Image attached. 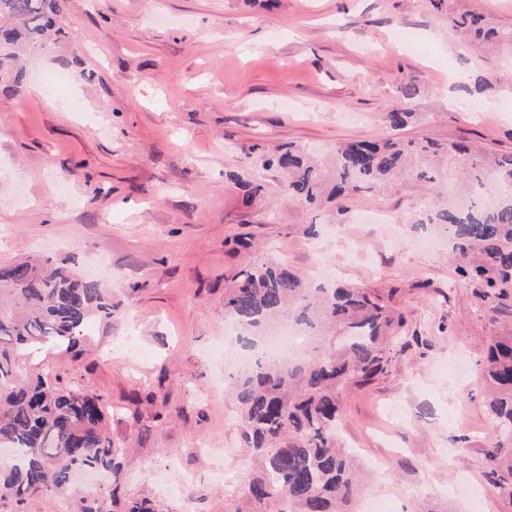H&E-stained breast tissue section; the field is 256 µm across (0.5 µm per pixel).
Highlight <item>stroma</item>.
<instances>
[{"label":"stroma","mask_w":512,"mask_h":512,"mask_svg":"<svg viewBox=\"0 0 512 512\" xmlns=\"http://www.w3.org/2000/svg\"><path fill=\"white\" fill-rule=\"evenodd\" d=\"M484 12L512 30V0H67L45 49L13 60L20 92L0 81V261L42 255L99 279L116 306L85 330L87 350L58 366L101 396L122 448L119 499L235 512L219 472L247 478L224 377V285L248 261L393 295L406 344L388 374L344 396L342 435L366 472L362 499L381 512H512L484 460L489 418L478 369L491 336L443 239L419 225L437 200L413 177L317 209L280 192L265 153L315 154L391 136L512 152V48L459 53L449 17ZM406 50L393 48L395 28ZM464 78L450 82L451 74ZM414 82L404 101L399 88ZM488 112H465L472 100ZM414 112L405 128L385 121ZM266 191L244 203L242 184ZM380 209L388 224H358ZM315 225L317 236L305 232ZM366 254L354 252L348 236ZM140 355L126 357L123 337ZM166 412L157 423V412ZM219 448L198 455L199 442Z\"/></svg>","instance_id":"1"}]
</instances>
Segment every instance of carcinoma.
<instances>
[{
	"mask_svg": "<svg viewBox=\"0 0 512 512\" xmlns=\"http://www.w3.org/2000/svg\"><path fill=\"white\" fill-rule=\"evenodd\" d=\"M65 0H0V78L16 91L23 73L8 61L19 40L45 47ZM466 38L467 53L484 42L512 44L483 13L451 19ZM446 156L458 164L457 182L471 192L488 171L501 192L476 197L463 208H429L420 224L448 233L455 271L471 289L475 312L493 332L480 363L479 390L489 415L488 477L512 497V154H481L469 141L351 140L331 151V172L298 147L269 153L264 169L288 172L282 191L306 204L325 191L346 197L384 187L400 177L435 181L432 163ZM115 305L98 280L80 276L49 258L0 264V502L20 512L39 496L69 499L78 470L107 478L99 493H86L70 512H112L121 478V449L107 433L102 398L51 376L36 354L67 353L93 319L109 320ZM288 316L310 326L317 346L295 361L258 359L229 376V394L240 420V440L256 473L241 488L248 510L236 512H355L361 480L339 437L342 397L352 384L388 372L402 351L406 325L392 295L356 286H326L298 276L282 262H255L224 288V318L245 332L252 347ZM124 512H166L147 499H132Z\"/></svg>",
	"mask_w": 512,
	"mask_h": 512,
	"instance_id": "1",
	"label": "carcinoma"
}]
</instances>
